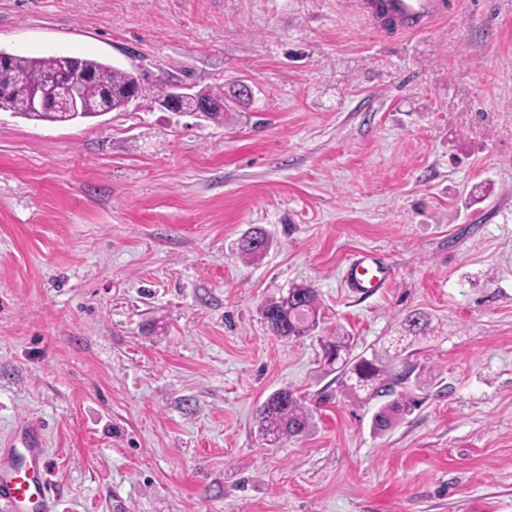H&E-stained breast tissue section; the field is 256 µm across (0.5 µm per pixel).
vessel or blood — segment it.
<instances>
[{"label": "vessel or blood", "instance_id": "vessel-or-blood-1", "mask_svg": "<svg viewBox=\"0 0 512 512\" xmlns=\"http://www.w3.org/2000/svg\"><path fill=\"white\" fill-rule=\"evenodd\" d=\"M446 12L445 0H363L361 16L369 23L390 19L396 30L413 33L426 29ZM386 276L373 259L353 260L348 282L370 291L382 287ZM13 464L0 466V505L8 512H54L56 501L43 478L46 470L42 441L29 434L24 449H12Z\"/></svg>", "mask_w": 512, "mask_h": 512}]
</instances>
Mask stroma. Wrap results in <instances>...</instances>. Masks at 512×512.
Returning <instances> with one entry per match:
<instances>
[{
    "instance_id": "stroma-1",
    "label": "stroma",
    "mask_w": 512,
    "mask_h": 512,
    "mask_svg": "<svg viewBox=\"0 0 512 512\" xmlns=\"http://www.w3.org/2000/svg\"><path fill=\"white\" fill-rule=\"evenodd\" d=\"M408 36L355 0H0V49L140 78L127 110L0 111V449L42 435L56 512H512V0ZM223 122L162 108L186 84ZM266 231L259 259L239 239ZM386 271L360 293L359 256ZM326 310L271 336L295 284ZM412 312L418 402L354 397L323 356ZM306 436L264 445L273 391ZM261 316L269 333L286 341L312 335L323 322L325 310L317 291L300 284L289 288L287 295L266 301ZM311 421L310 409L288 388L270 393L256 415L257 432L269 446L306 434ZM414 402L411 396L399 394V398L391 404L382 407L373 417L374 427L378 430H386L392 425V418L395 413L404 411Z\"/></svg>"
}]
</instances>
